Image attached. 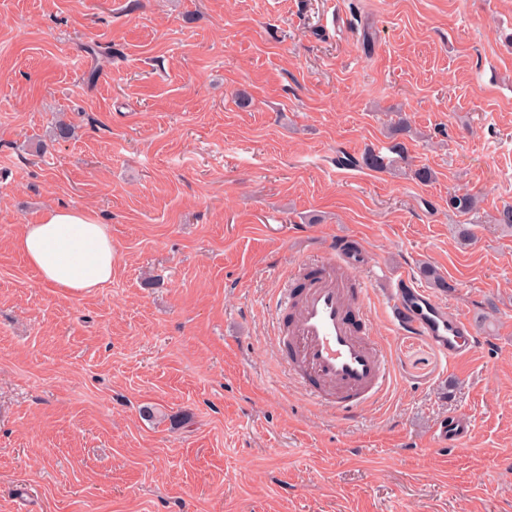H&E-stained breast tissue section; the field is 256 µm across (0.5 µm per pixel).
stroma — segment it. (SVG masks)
I'll return each mask as SVG.
<instances>
[{
    "instance_id": "stroma-1",
    "label": "stroma",
    "mask_w": 512,
    "mask_h": 512,
    "mask_svg": "<svg viewBox=\"0 0 512 512\" xmlns=\"http://www.w3.org/2000/svg\"><path fill=\"white\" fill-rule=\"evenodd\" d=\"M507 203L512 0H0V512H512ZM59 205L107 224L104 287L15 250ZM340 235L359 275L435 267L482 337L448 361L376 281L393 381L347 419L290 383L271 308ZM452 412L470 438L434 447Z\"/></svg>"
}]
</instances>
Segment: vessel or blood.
Here are the masks:
<instances>
[{"mask_svg":"<svg viewBox=\"0 0 512 512\" xmlns=\"http://www.w3.org/2000/svg\"><path fill=\"white\" fill-rule=\"evenodd\" d=\"M361 256L354 239H337L320 260L289 270L275 308L277 323L288 327L274 344L289 379L312 400L346 417L378 401L392 381L387 351L370 316L372 281L351 272ZM385 311L454 362L475 352L481 342L466 317H449L433 293L404 273L388 289ZM472 432L469 415L452 413L437 425L434 442L456 448Z\"/></svg>","mask_w":512,"mask_h":512,"instance_id":"vessel-or-blood-1","label":"vessel or blood"}]
</instances>
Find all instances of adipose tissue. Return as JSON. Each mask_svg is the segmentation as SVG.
I'll return each instance as SVG.
<instances>
[{"label": "adipose tissue", "instance_id": "1", "mask_svg": "<svg viewBox=\"0 0 512 512\" xmlns=\"http://www.w3.org/2000/svg\"><path fill=\"white\" fill-rule=\"evenodd\" d=\"M14 247L46 287L82 294L112 280V237L94 210L49 208L23 225Z\"/></svg>", "mask_w": 512, "mask_h": 512}]
</instances>
